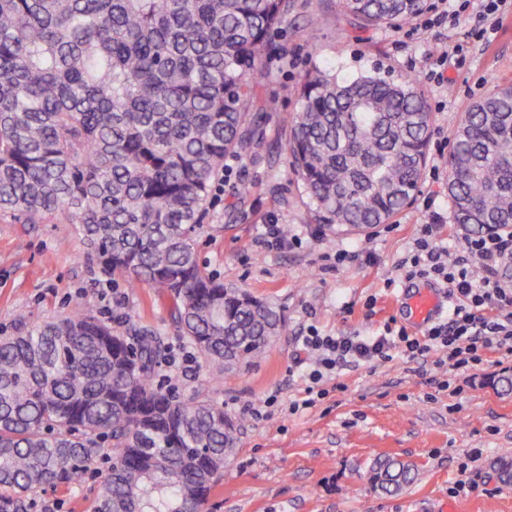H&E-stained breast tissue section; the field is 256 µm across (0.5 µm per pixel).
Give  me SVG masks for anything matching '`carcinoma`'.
<instances>
[{
	"instance_id": "1",
	"label": "carcinoma",
	"mask_w": 512,
	"mask_h": 512,
	"mask_svg": "<svg viewBox=\"0 0 512 512\" xmlns=\"http://www.w3.org/2000/svg\"><path fill=\"white\" fill-rule=\"evenodd\" d=\"M427 0H336L361 28L406 24ZM293 0H0V213L79 228L87 255L130 288L170 299L214 387L282 333L272 302L231 288L194 243L229 154L276 111L253 83ZM300 110L285 145L319 222L368 228L411 200L431 113L411 78L338 80L313 66L289 89ZM453 221L512 230V84L473 104L448 158ZM160 333L88 308L0 336V512H29L47 487L80 486L100 457L92 512H203L239 447L237 425L205 390L157 381ZM373 487L419 475L378 457Z\"/></svg>"
}]
</instances>
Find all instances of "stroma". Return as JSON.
I'll return each mask as SVG.
<instances>
[{
    "instance_id": "stroma-1",
    "label": "stroma",
    "mask_w": 512,
    "mask_h": 512,
    "mask_svg": "<svg viewBox=\"0 0 512 512\" xmlns=\"http://www.w3.org/2000/svg\"><path fill=\"white\" fill-rule=\"evenodd\" d=\"M327 0H294L271 35L256 90L266 98L299 82L312 66L350 79L372 68L413 78L432 111L429 150L450 141L464 112L494 87L512 83V7L494 31L474 33V9L455 26L419 29L403 40L396 28H355ZM460 55H453L454 47ZM443 69L437 85L430 77ZM300 108L280 100L257 127L251 146L236 157V175L213 191L196 239L200 262L226 285L275 303L288 327L258 363L224 374L212 392L240 425V447L205 512H512V485L498 482L490 460L512 455V356L488 351L478 372L449 374L428 360L395 358L340 371L326 395L303 407L305 384L295 376L297 336L308 326L321 334L370 336L396 317L408 281L397 265L431 212L451 224L446 180L422 173L412 202L387 223L362 232L317 223L313 206L284 148ZM281 225L291 244L261 241L262 227ZM353 251L343 264L329 257ZM159 289L128 288L119 276L85 256L73 225L23 224L0 216V334L19 319L36 323L88 306L101 318L134 317L166 336L172 351L187 348ZM449 388H440V381ZM462 394H455V387ZM299 411H291L292 403ZM267 405L257 419L251 407ZM481 459L468 474V492L452 497L458 466L473 450ZM379 456L415 463L417 481L397 494L372 488L368 467ZM96 478L78 489L39 496L32 512H91Z\"/></svg>"
}]
</instances>
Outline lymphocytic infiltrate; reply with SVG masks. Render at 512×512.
I'll return each mask as SVG.
<instances>
[{
  "mask_svg": "<svg viewBox=\"0 0 512 512\" xmlns=\"http://www.w3.org/2000/svg\"><path fill=\"white\" fill-rule=\"evenodd\" d=\"M439 227L436 221L421 225L403 265L407 279L447 289V318L420 335L392 320L372 336L323 335L309 328L301 339L309 359L302 372L307 394L323 395L324 383L338 370L388 362L398 354L414 360L432 353L436 365L452 370L479 367L493 349L512 355V286L500 276L512 258V231L466 234L452 257L433 244Z\"/></svg>",
  "mask_w": 512,
  "mask_h": 512,
  "instance_id": "1",
  "label": "lymphocytic infiltrate"
}]
</instances>
